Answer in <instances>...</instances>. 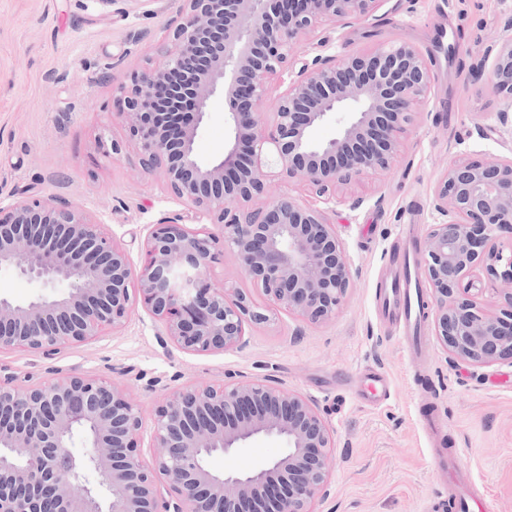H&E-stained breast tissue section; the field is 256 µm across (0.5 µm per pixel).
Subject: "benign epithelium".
Instances as JSON below:
<instances>
[{
    "label": "benign epithelium",
    "instance_id": "1",
    "mask_svg": "<svg viewBox=\"0 0 512 512\" xmlns=\"http://www.w3.org/2000/svg\"><path fill=\"white\" fill-rule=\"evenodd\" d=\"M180 18L158 64L118 87V117L141 165L162 175L189 207L148 233L142 266L102 225L66 199L31 195L0 204V269L14 267L66 290L26 303L0 297V349L48 353L121 329L141 304L176 347L209 353L246 345V329L283 310L312 323L332 319L349 288L346 257L326 213L336 187L382 173L395 162L417 106L431 89L420 50L388 42L295 60V44L327 22L369 16L379 0H182ZM488 71L512 112V18L505 35L471 68ZM286 88L266 124L261 108L276 81ZM224 100L231 136L224 155L200 163L195 145ZM336 122V136L311 130ZM306 187L315 202L285 194L259 203L272 181ZM235 206H228V201ZM442 216L418 245L432 289L434 335L452 362L512 361V287L503 307L484 308L473 292L478 272L506 267L512 284V159L458 161L435 190ZM220 228L215 234L204 225ZM235 251L265 303L210 281L212 263ZM139 408L104 378L66 377L49 386L0 380V512H315L326 496L334 430L311 401L264 380L188 386L154 414L151 461L137 452ZM86 448L76 456L74 437ZM273 437L286 452L247 474L216 473L215 454ZM98 475L90 486L83 469ZM169 480L168 497L157 479Z\"/></svg>",
    "mask_w": 512,
    "mask_h": 512
}]
</instances>
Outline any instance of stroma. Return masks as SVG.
I'll return each instance as SVG.
<instances>
[{"label":"stroma","mask_w":512,"mask_h":512,"mask_svg":"<svg viewBox=\"0 0 512 512\" xmlns=\"http://www.w3.org/2000/svg\"><path fill=\"white\" fill-rule=\"evenodd\" d=\"M182 0H117L99 17L88 0H0V201L63 196L102 223L140 266L151 226L187 208L144 169L120 122L117 87L157 61ZM512 0H378L361 20L329 22L297 43V59H344L390 41L414 44L430 65L432 86L403 137L400 157L380 175L336 192L327 218L336 226L350 287L335 317L312 324L275 311L247 330L244 348L208 354L165 342L161 324L136 307L125 326L52 354L0 350V376L20 387L82 375L113 381L139 407L138 453L154 455L156 407L186 386L269 378L312 400L336 434L331 487L316 512H439L451 498L439 459L457 461L490 512H512V363L450 362L431 327L412 358L401 334L381 317L376 288L388 257L404 248V229L423 240L438 215L436 185L449 164L512 158V125L488 81L468 68L496 42ZM458 51L448 55L449 44ZM229 137L215 100L197 154L209 163ZM388 382L369 403L356 388L367 369ZM434 418L437 431L424 423ZM282 443L258 438L214 457L216 471H247L278 457Z\"/></svg>","instance_id":"obj_1"}]
</instances>
